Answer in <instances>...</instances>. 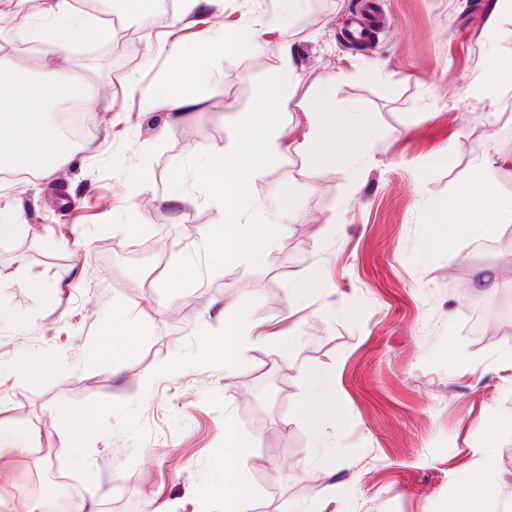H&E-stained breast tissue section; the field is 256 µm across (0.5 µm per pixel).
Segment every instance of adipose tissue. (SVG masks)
<instances>
[{
  "mask_svg": "<svg viewBox=\"0 0 512 512\" xmlns=\"http://www.w3.org/2000/svg\"><path fill=\"white\" fill-rule=\"evenodd\" d=\"M47 23L31 25L26 35L47 65L37 78L19 77L18 59L0 52V171L56 169L68 156L66 139L45 114L50 90L61 86V74L53 60L64 55L90 24L71 0H51L44 10ZM307 131L295 144L281 141L276 129H269L261 151L273 159L293 151L321 167L354 165L367 149L360 118L352 108L339 112H310Z\"/></svg>",
  "mask_w": 512,
  "mask_h": 512,
  "instance_id": "adipose-tissue-1",
  "label": "adipose tissue"
}]
</instances>
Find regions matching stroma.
I'll return each mask as SVG.
<instances>
[{"mask_svg": "<svg viewBox=\"0 0 512 512\" xmlns=\"http://www.w3.org/2000/svg\"><path fill=\"white\" fill-rule=\"evenodd\" d=\"M378 2L368 47L338 31L357 0H324L311 25L280 18L214 54V17L251 25L276 0H223L202 23L177 0L161 25L115 0L126 39L90 28L56 60L101 93L67 164L9 181L23 223L0 237V267L18 276L0 287V413L34 452L20 469L0 451L1 504L22 492L42 512L38 476L52 467L99 512H113L119 481L154 512H224L237 470L249 512H512V430L500 425L512 418V264L496 255L512 224L479 240L448 220L476 212L475 172L512 143V86L469 91L493 78L481 30L494 0ZM41 7L28 0L0 30V49L33 75L44 61L22 32ZM290 62L283 139L301 138L303 109L326 88L361 112L373 145L332 172L294 152L264 169L256 207L275 210L292 189L296 223L268 262L207 273L222 207L193 185L171 190L170 171L233 136L259 81ZM147 92L196 104L172 123L143 111ZM228 303L254 336L231 361ZM470 304L498 335H473ZM321 375L335 407L315 412Z\"/></svg>", "mask_w": 512, "mask_h": 512, "instance_id": "stroma-1", "label": "stroma"}]
</instances>
